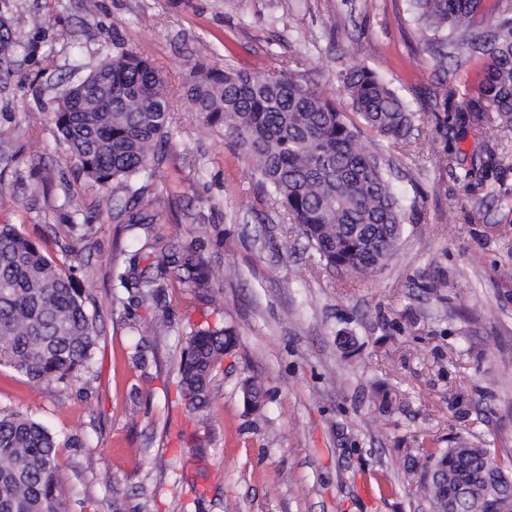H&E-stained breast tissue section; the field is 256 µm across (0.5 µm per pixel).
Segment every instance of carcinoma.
Listing matches in <instances>:
<instances>
[{
    "label": "carcinoma",
    "instance_id": "carcinoma-1",
    "mask_svg": "<svg viewBox=\"0 0 512 512\" xmlns=\"http://www.w3.org/2000/svg\"><path fill=\"white\" fill-rule=\"evenodd\" d=\"M417 40L448 74L447 60L481 61L480 78L462 94L455 122L484 140L494 130L512 132V17L477 21L484 0H409ZM112 67V111L56 112L55 124L80 169L107 188L132 189L160 163L171 109L162 78L151 63L121 50ZM353 117L303 78L266 77L195 66L185 90L193 110L237 139L262 187L297 225L321 265L349 277L378 272L396 253L404 232V198L392 172L359 142L361 128L394 144L415 129L410 104L376 72L351 67L342 74ZM495 161L492 150L470 162L448 153V167L480 180ZM148 239L143 258L158 249ZM138 253V254H140ZM138 254L118 275L122 287L146 296L158 278L137 273ZM182 281L203 289L208 274L193 253L169 255ZM85 291L42 245L12 224H0V366L33 384L72 383L94 358L101 337L99 315L87 309ZM230 326H198L186 336L179 389L186 409L203 423L215 367L235 346ZM259 409L262 382L243 383ZM62 445L41 423L19 413L0 416V512H64V483L57 459ZM418 492L430 512H512V452L504 455L486 439L464 436L446 448H421Z\"/></svg>",
    "mask_w": 512,
    "mask_h": 512
}]
</instances>
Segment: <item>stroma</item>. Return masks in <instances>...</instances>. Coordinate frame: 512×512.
I'll return each mask as SVG.
<instances>
[{
  "instance_id": "obj_1",
  "label": "stroma",
  "mask_w": 512,
  "mask_h": 512,
  "mask_svg": "<svg viewBox=\"0 0 512 512\" xmlns=\"http://www.w3.org/2000/svg\"><path fill=\"white\" fill-rule=\"evenodd\" d=\"M121 47L154 64L172 105L164 158L127 212L81 172L53 121L67 88ZM196 60L301 75L343 111L342 72L366 66L410 103L408 149L361 137L399 169L409 205L383 269L318 267L244 150L193 112ZM447 90L408 0H0V224L42 241L101 316L76 382L36 385L0 366V413L26 414L64 444L65 512H429L411 460L420 448L462 434L512 450V134L483 184L464 181L448 151L485 148L457 140L460 102ZM149 236L196 252L208 286L171 271L155 296L132 297L118 275ZM206 322L238 340L197 426L178 366L186 332ZM251 377L264 386L256 411L241 392Z\"/></svg>"
}]
</instances>
